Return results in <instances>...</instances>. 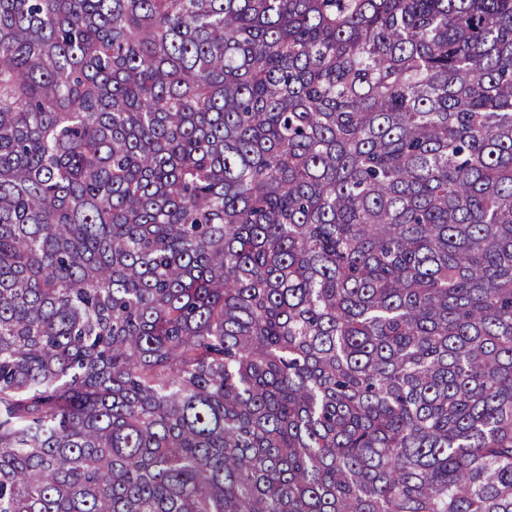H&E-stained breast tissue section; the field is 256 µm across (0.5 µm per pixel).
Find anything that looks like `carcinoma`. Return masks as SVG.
I'll list each match as a JSON object with an SVG mask.
<instances>
[{
	"mask_svg": "<svg viewBox=\"0 0 512 512\" xmlns=\"http://www.w3.org/2000/svg\"><path fill=\"white\" fill-rule=\"evenodd\" d=\"M0 512H512V0H0Z\"/></svg>",
	"mask_w": 512,
	"mask_h": 512,
	"instance_id": "obj_1",
	"label": "carcinoma"
}]
</instances>
